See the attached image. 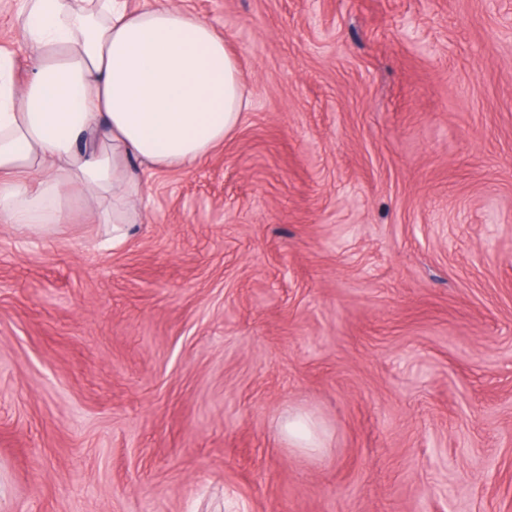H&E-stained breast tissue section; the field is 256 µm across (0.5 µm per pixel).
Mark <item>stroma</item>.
Listing matches in <instances>:
<instances>
[{"mask_svg": "<svg viewBox=\"0 0 512 512\" xmlns=\"http://www.w3.org/2000/svg\"><path fill=\"white\" fill-rule=\"evenodd\" d=\"M172 2L248 109L0 224V512H512V0ZM284 430L288 434V441L291 440L294 448H304L307 450H316L322 448L317 442L316 436L310 426L301 422L299 417L289 420L284 425Z\"/></svg>", "mask_w": 512, "mask_h": 512, "instance_id": "stroma-1", "label": "stroma"}]
</instances>
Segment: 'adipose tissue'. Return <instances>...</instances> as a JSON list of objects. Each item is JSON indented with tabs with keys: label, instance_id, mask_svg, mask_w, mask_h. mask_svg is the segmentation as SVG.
<instances>
[{
	"label": "adipose tissue",
	"instance_id": "ef3b65f1",
	"mask_svg": "<svg viewBox=\"0 0 512 512\" xmlns=\"http://www.w3.org/2000/svg\"><path fill=\"white\" fill-rule=\"evenodd\" d=\"M29 76L0 53V224L48 233L80 190L113 239L137 223L147 174L188 169L248 105L204 20L141 0H23Z\"/></svg>",
	"mask_w": 512,
	"mask_h": 512
}]
</instances>
